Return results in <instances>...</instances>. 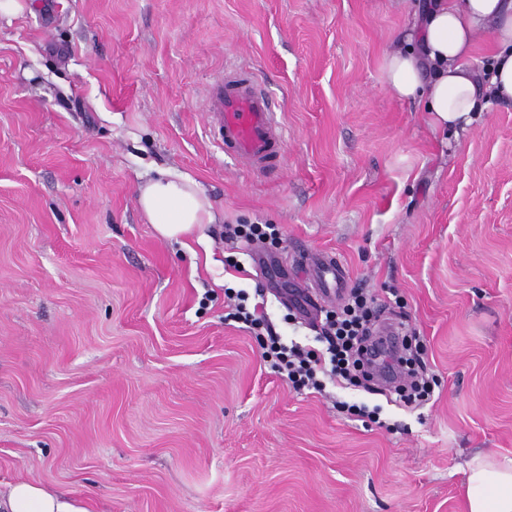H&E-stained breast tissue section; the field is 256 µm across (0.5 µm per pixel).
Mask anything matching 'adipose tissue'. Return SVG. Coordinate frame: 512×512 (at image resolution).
Segmentation results:
<instances>
[{
  "instance_id": "ef3b65f1",
  "label": "adipose tissue",
  "mask_w": 512,
  "mask_h": 512,
  "mask_svg": "<svg viewBox=\"0 0 512 512\" xmlns=\"http://www.w3.org/2000/svg\"><path fill=\"white\" fill-rule=\"evenodd\" d=\"M490 31L499 51L487 78L463 63L476 35ZM406 48L391 51L384 78L402 99H420L446 129L466 130L484 98L512 101V0H434L407 34ZM138 203L162 238L177 240L214 223L200 184L168 172L144 183ZM467 512H512V458L474 455L466 464ZM0 512H90L85 499L39 482L16 480L0 493Z\"/></svg>"
}]
</instances>
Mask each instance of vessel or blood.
<instances>
[{"instance_id":"b4317fda","label":"vessel or blood","mask_w":512,"mask_h":512,"mask_svg":"<svg viewBox=\"0 0 512 512\" xmlns=\"http://www.w3.org/2000/svg\"><path fill=\"white\" fill-rule=\"evenodd\" d=\"M209 119L222 147L248 161L258 171H269L279 156L280 129L269 97L254 80L225 76L210 89ZM309 281L299 292L310 305L336 302L343 294L347 272L333 255L304 257Z\"/></svg>"}]
</instances>
